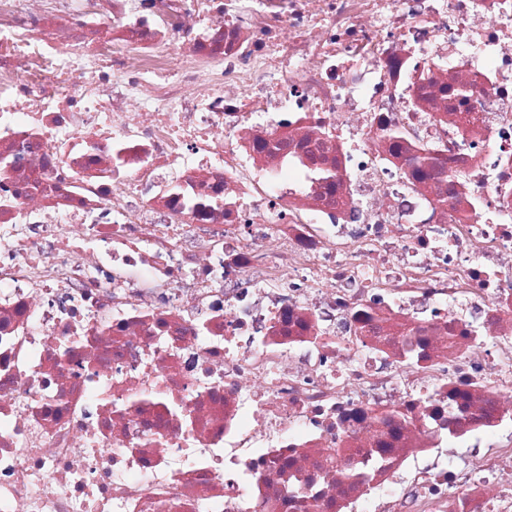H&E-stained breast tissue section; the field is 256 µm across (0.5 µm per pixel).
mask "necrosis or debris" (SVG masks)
I'll return each mask as SVG.
<instances>
[{
  "mask_svg": "<svg viewBox=\"0 0 512 512\" xmlns=\"http://www.w3.org/2000/svg\"><path fill=\"white\" fill-rule=\"evenodd\" d=\"M0 512H512V0H0Z\"/></svg>",
  "mask_w": 512,
  "mask_h": 512,
  "instance_id": "necrosis-or-debris-1",
  "label": "necrosis or debris"
}]
</instances>
